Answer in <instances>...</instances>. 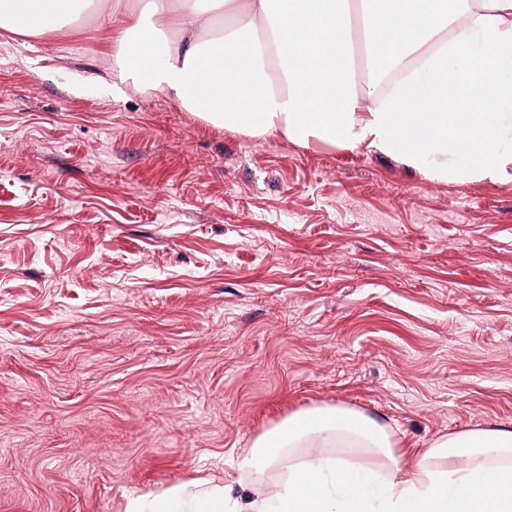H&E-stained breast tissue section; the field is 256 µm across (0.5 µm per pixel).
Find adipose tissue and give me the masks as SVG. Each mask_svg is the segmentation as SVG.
Returning <instances> with one entry per match:
<instances>
[{"label": "adipose tissue", "instance_id": "adipose-tissue-1", "mask_svg": "<svg viewBox=\"0 0 512 512\" xmlns=\"http://www.w3.org/2000/svg\"><path fill=\"white\" fill-rule=\"evenodd\" d=\"M119 77L171 91L251 137L396 153L434 180L512 168V0H110ZM73 0H0V27L56 30ZM363 38L369 82L355 80ZM389 79L386 92L374 81ZM479 166H472V159ZM288 472L254 499L208 479L134 498L127 512H512V430L436 439L410 458L355 410L302 411L239 467Z\"/></svg>", "mask_w": 512, "mask_h": 512}]
</instances>
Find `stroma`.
<instances>
[{
    "instance_id": "35a3bbf8",
    "label": "stroma",
    "mask_w": 512,
    "mask_h": 512,
    "mask_svg": "<svg viewBox=\"0 0 512 512\" xmlns=\"http://www.w3.org/2000/svg\"><path fill=\"white\" fill-rule=\"evenodd\" d=\"M87 9L0 28V512H126L343 406L512 428V171L249 137L120 80Z\"/></svg>"
}]
</instances>
